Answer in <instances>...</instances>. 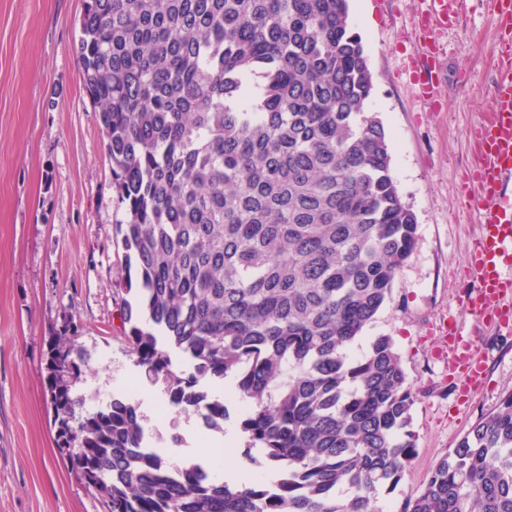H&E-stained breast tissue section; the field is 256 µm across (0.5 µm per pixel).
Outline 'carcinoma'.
Listing matches in <instances>:
<instances>
[{
	"label": "carcinoma",
	"instance_id": "1",
	"mask_svg": "<svg viewBox=\"0 0 512 512\" xmlns=\"http://www.w3.org/2000/svg\"><path fill=\"white\" fill-rule=\"evenodd\" d=\"M77 55L140 286L122 299L127 345L168 406L210 430L227 409L200 382L233 378L248 447L276 476L238 490L166 460L128 399L84 412L66 328L49 397L71 470L101 475L106 512H374L416 454L414 398L389 337L350 348L417 220L368 112L348 0H84ZM401 512H512V388Z\"/></svg>",
	"mask_w": 512,
	"mask_h": 512
}]
</instances>
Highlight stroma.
<instances>
[{
    "label": "stroma",
    "mask_w": 512,
    "mask_h": 512,
    "mask_svg": "<svg viewBox=\"0 0 512 512\" xmlns=\"http://www.w3.org/2000/svg\"><path fill=\"white\" fill-rule=\"evenodd\" d=\"M425 0H349L373 74L370 110L383 122L392 175L417 220L416 243L391 298L351 347L366 353L390 337L413 392L417 454L395 492L374 512H398L422 490L440 457L512 386V328L477 323L465 290L478 227L463 201L473 165L470 132L493 96L495 25L487 0H463L458 18L435 33L440 79L435 101L416 94ZM82 0H0V512H104L71 470L57 441L48 395L50 344L66 326L87 366L75 385L93 411L132 399L150 447L170 460L224 471L213 445L239 429L232 381L214 385L229 415L223 432L194 413L166 411L162 383L150 382L126 348L120 300L127 277L115 234L126 220L112 190V165L98 112L83 89L76 46ZM455 319L481 350L485 378L461 390L440 329Z\"/></svg>",
    "instance_id": "1"
}]
</instances>
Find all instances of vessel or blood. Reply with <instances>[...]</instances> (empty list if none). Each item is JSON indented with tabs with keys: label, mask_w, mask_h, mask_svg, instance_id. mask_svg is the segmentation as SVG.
Segmentation results:
<instances>
[{
	"label": "vessel or blood",
	"mask_w": 512,
	"mask_h": 512,
	"mask_svg": "<svg viewBox=\"0 0 512 512\" xmlns=\"http://www.w3.org/2000/svg\"><path fill=\"white\" fill-rule=\"evenodd\" d=\"M500 35L495 43L493 107L473 134L476 149L474 174L464 186L468 202L483 204L472 273L478 283L469 294L467 313L477 322L494 327L512 325V0H489ZM461 7V0H429L419 20L424 62L414 84L420 98L433 99L438 81V48L435 29L447 26ZM452 369L471 388L484 372V357L470 343L452 342Z\"/></svg>",
	"instance_id": "vessel-or-blood-1"
}]
</instances>
